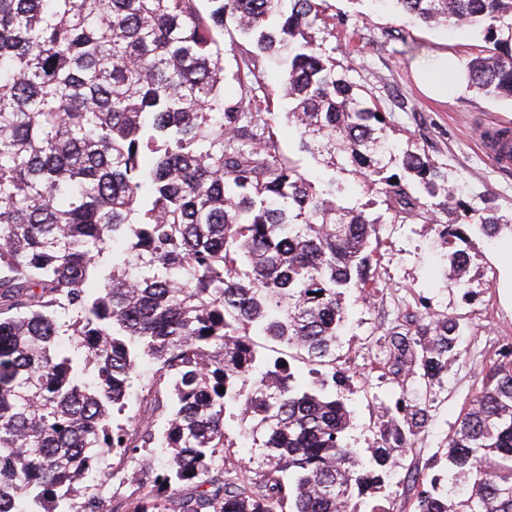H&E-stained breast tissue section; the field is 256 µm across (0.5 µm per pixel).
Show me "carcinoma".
Returning a JSON list of instances; mask_svg holds the SVG:
<instances>
[{
  "instance_id": "obj_1",
  "label": "carcinoma",
  "mask_w": 512,
  "mask_h": 512,
  "mask_svg": "<svg viewBox=\"0 0 512 512\" xmlns=\"http://www.w3.org/2000/svg\"><path fill=\"white\" fill-rule=\"evenodd\" d=\"M198 2L0 0V512H70L61 487L147 448L162 456L128 512H358L428 421L402 397L369 465L349 444L336 343L346 293L377 288L378 225L341 204L336 173L434 225L458 271L456 241L497 235L499 218L452 198L424 152L385 174L386 119L336 74L329 0ZM374 2L481 31L470 87L512 100V0ZM267 58L323 177L280 150ZM460 334L455 317H397L388 373L432 389ZM293 360L329 372L306 385ZM228 418L260 450L253 478L224 456ZM446 460L467 490L416 475L414 512H512L511 357L488 367Z\"/></svg>"
}]
</instances>
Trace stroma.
I'll return each mask as SVG.
<instances>
[{"label": "stroma", "instance_id": "35a3bbf8", "mask_svg": "<svg viewBox=\"0 0 512 512\" xmlns=\"http://www.w3.org/2000/svg\"><path fill=\"white\" fill-rule=\"evenodd\" d=\"M341 24L335 29L338 71L376 101L387 120L386 137L399 150H421L448 174L457 197L480 205L491 201L503 229L492 238L468 233L463 243L470 263L462 275L449 272L448 250L431 224L395 220L374 203L366 187L342 176L343 202L368 208L378 221V288L369 301L349 296L347 329L336 347V363L349 378L343 397L352 414L349 442L362 457L387 420L402 391L430 406L425 431L399 453L396 475L376 490L389 512H413L414 488L406 472L442 473L448 437L473 398L487 367L512 346V169L500 170L483 154L481 133L501 118L512 119V102L477 95L474 90L442 102L425 96L417 75L435 71L441 54L461 65L479 55L483 40L467 29L420 26L408 17L373 9L369 0H330ZM432 313L459 318L465 325L448 359L440 386L425 391L418 378L386 373L385 336L397 317L419 302ZM110 477L99 493L105 505L126 501L135 487L127 476L138 460L106 459Z\"/></svg>", "mask_w": 512, "mask_h": 512}]
</instances>
